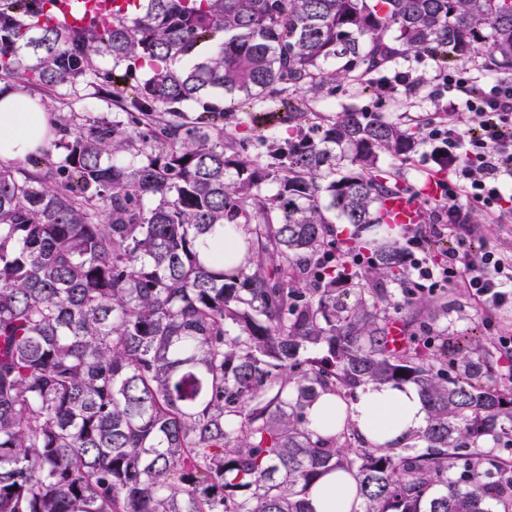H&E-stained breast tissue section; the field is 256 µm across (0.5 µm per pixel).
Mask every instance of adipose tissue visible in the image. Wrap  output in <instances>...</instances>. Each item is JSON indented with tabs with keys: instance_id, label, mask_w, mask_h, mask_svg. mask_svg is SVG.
<instances>
[{
	"instance_id": "1",
	"label": "adipose tissue",
	"mask_w": 512,
	"mask_h": 512,
	"mask_svg": "<svg viewBox=\"0 0 512 512\" xmlns=\"http://www.w3.org/2000/svg\"><path fill=\"white\" fill-rule=\"evenodd\" d=\"M50 117L39 99L6 92L0 94V163L24 160L46 147ZM308 426L321 435L352 425L368 441L385 444L422 431L427 411L418 390L410 385H369L356 400L344 402L325 394L306 410ZM355 489L345 474L321 477L307 498L309 512H350Z\"/></svg>"
}]
</instances>
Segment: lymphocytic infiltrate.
Listing matches in <instances>:
<instances>
[{
  "mask_svg": "<svg viewBox=\"0 0 512 512\" xmlns=\"http://www.w3.org/2000/svg\"><path fill=\"white\" fill-rule=\"evenodd\" d=\"M481 119L479 134L464 129ZM424 161L447 160L449 174L441 182L439 203L448 207L453 223H472L477 214L494 219L512 218V83L496 82L467 90L462 110L445 125L426 127ZM427 238L413 234L402 249V261L411 271L414 288L432 292L463 279L484 310L512 305V259L496 251L449 255L447 261L429 260Z\"/></svg>",
  "mask_w": 512,
  "mask_h": 512,
  "instance_id": "1",
  "label": "lymphocytic infiltrate"
}]
</instances>
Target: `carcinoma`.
I'll use <instances>...</instances> for the list:
<instances>
[{
  "label": "carcinoma",
  "mask_w": 512,
  "mask_h": 512,
  "mask_svg": "<svg viewBox=\"0 0 512 512\" xmlns=\"http://www.w3.org/2000/svg\"><path fill=\"white\" fill-rule=\"evenodd\" d=\"M45 2L0 0V80L99 77L126 119L71 118L62 157L0 166V512H307L335 471L351 512H512L495 353L450 348L448 307L408 295L399 243L360 263L336 239L337 221L383 224L405 187L379 158L417 133L356 108L254 155L224 132L257 106L304 118L410 52L512 76V0H139L82 29ZM104 56L125 74H100ZM224 224L244 230L228 267ZM369 384L417 387L426 429L309 430L319 396Z\"/></svg>",
  "instance_id": "carcinoma-1"
}]
</instances>
